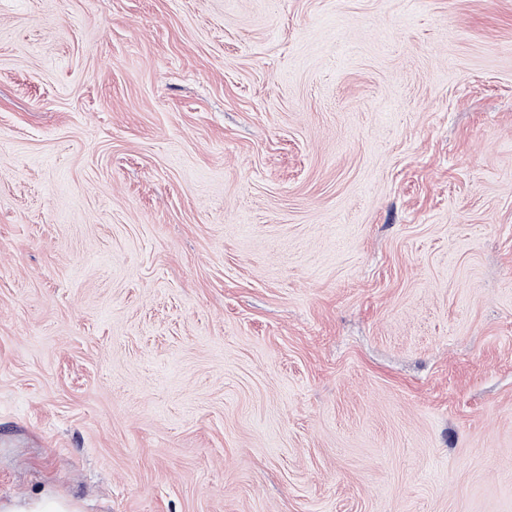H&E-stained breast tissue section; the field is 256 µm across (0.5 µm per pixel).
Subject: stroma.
Returning a JSON list of instances; mask_svg holds the SVG:
<instances>
[{"instance_id": "1", "label": "stroma", "mask_w": 512, "mask_h": 512, "mask_svg": "<svg viewBox=\"0 0 512 512\" xmlns=\"http://www.w3.org/2000/svg\"><path fill=\"white\" fill-rule=\"evenodd\" d=\"M512 512V0H0V512ZM74 509L60 499L42 498L16 503L10 512H72Z\"/></svg>"}]
</instances>
